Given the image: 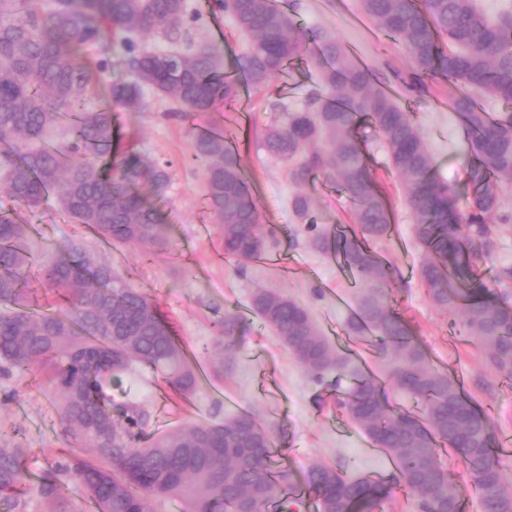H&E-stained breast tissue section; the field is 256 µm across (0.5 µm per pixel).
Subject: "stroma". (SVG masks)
Instances as JSON below:
<instances>
[{
	"instance_id": "stroma-1",
	"label": "stroma",
	"mask_w": 512,
	"mask_h": 512,
	"mask_svg": "<svg viewBox=\"0 0 512 512\" xmlns=\"http://www.w3.org/2000/svg\"><path fill=\"white\" fill-rule=\"evenodd\" d=\"M210 2L186 0L188 12L202 15L199 22L189 23L187 43L222 47L224 65L229 68L245 51L247 38L222 11L211 9ZM276 3L292 12L299 32L330 35L375 70H406L401 47L363 15L360 0ZM315 52V45H307L304 53L290 62L288 71L264 90L205 114L189 110L182 118H168L173 102L147 88L141 91L139 108L116 110L123 145L169 165L166 191L151 197L150 202L162 222L170 225L171 235L168 245L150 253L141 245L126 244L101 249V257L157 306L206 376L186 399L160 373L139 364L133 372L113 377L107 391L113 406L129 402L144 405L153 428L222 422L238 412H250L274 432L281 456L295 473L324 463L357 477L377 475L390 487L378 512H421L416 497L393 484L395 462L337 409L333 393L309 377L250 309L255 291L285 294L308 309L321 333L347 354L350 368L368 369L378 375L386 369L383 355L360 343L358 333L350 327L358 301L367 291L366 281H354L314 246V232L305 227L310 221L316 224V232L330 234L351 224L350 203L325 179L295 184L288 164L268 156L261 147L264 127L285 119L284 113L270 110V103L282 101L289 109H299L317 84L318 71L310 61ZM388 88L400 106L414 115L433 158L435 178L447 186L457 207H464L469 195L466 134L460 116L450 107L456 88L447 82H434L426 99L394 79ZM206 125L235 130L260 222L270 233L269 251L286 258L288 271L258 262L240 267L225 259L206 208L204 168L186 162L191 153L190 129ZM358 132L371 171L386 183L393 210L390 234L375 245L393 265L384 290L387 302L409 322L430 365L461 380L476 404L490 415L497 437L512 436V383L494 374L476 341L427 297L419 277L425 253L413 234L402 179L388 170L386 153L374 128L363 121ZM300 192L312 200L305 219L291 206L293 196ZM1 211L12 212L19 223L37 226L32 247L42 254L53 252L66 240L89 237L87 229L70 223L53 201L30 209L17 203L0 184ZM228 315L236 316L242 325L230 339L222 332ZM227 339L232 347L224 354L223 375L217 376L212 371L215 347ZM1 438L18 442L26 452V470L39 475L51 469L55 450L66 445L59 416L32 373L14 370L0 375Z\"/></svg>"
}]
</instances>
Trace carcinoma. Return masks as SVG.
<instances>
[{
    "label": "carcinoma",
    "mask_w": 512,
    "mask_h": 512,
    "mask_svg": "<svg viewBox=\"0 0 512 512\" xmlns=\"http://www.w3.org/2000/svg\"><path fill=\"white\" fill-rule=\"evenodd\" d=\"M219 8L249 38L235 72L252 89L265 86L307 40L320 43L313 57L320 82L305 105L288 111L281 125L262 134L264 150L292 163L295 183L321 175L353 204L354 225L316 246L343 256L370 283L353 329L369 331L388 358L385 377L352 372L339 401L347 417L397 464V481L416 495L422 512H463V489L443 468L450 448L463 458L481 512H512V485L497 460L494 423L480 412L463 384L433 369L408 322L383 301L376 287L389 282L392 266L370 245L391 230V210L371 172L356 129L359 119L376 128L388 166L403 178L414 218V236L426 259L420 278L430 300L460 313L463 327L483 349L497 377L512 379V303L486 283L476 255L493 252L499 231L512 227L501 191L512 185V112L490 114L480 93L512 105V13L485 15L476 0H361V10L405 51L410 72L393 77L423 96L427 79L458 89L451 101L467 130V179L472 193L464 208L451 201L433 175L431 155L413 116L384 88L386 76L359 63L328 35L298 33L275 0H220ZM187 17L183 0H0V179L17 202L35 208L54 199L73 223L105 245L167 244L170 226L160 222L148 194L168 187V165L113 149L117 109L140 106L148 88L194 112L204 113L240 96L236 77L224 75V54L203 44L172 72L167 54L140 45L150 33L178 43ZM123 36V64L132 81L114 82L110 102L75 111L90 87L104 81V25ZM192 155L206 164V203L224 257L244 266L267 254V233L235 143L218 127L193 130ZM31 230L0 212V373L43 371L45 384L70 438L68 455L37 485L57 512H67L58 475L81 483L95 512H155L169 498L183 512H294L302 501L291 473L272 462V431L251 413L221 423L198 422L153 434L141 443L150 416L136 403L112 414L105 384L134 362L165 375L177 391L198 386V372L168 321L140 291L130 287L79 240H68L42 259L30 248ZM38 266L40 284L65 303L64 311L34 312L25 303L27 276ZM309 376L332 369L341 377L348 361L323 336L308 310L270 291L250 302ZM410 394L417 410L389 402L388 388ZM23 449L0 440V492L26 479ZM316 497L317 512H376L379 484L329 465L301 479Z\"/></svg>",
    "instance_id": "1"
}]
</instances>
